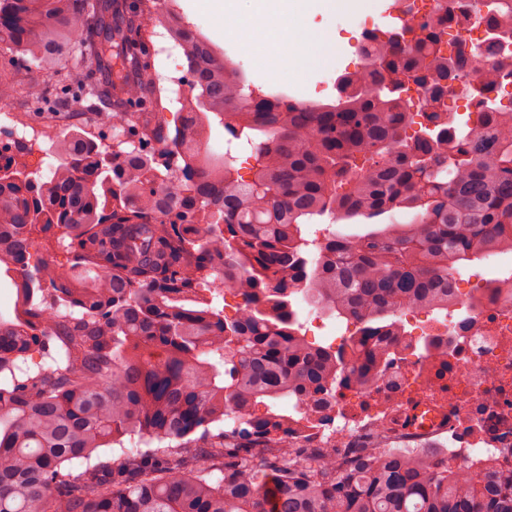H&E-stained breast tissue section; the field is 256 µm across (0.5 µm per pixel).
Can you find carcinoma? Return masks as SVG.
I'll use <instances>...</instances> for the list:
<instances>
[{"label": "carcinoma", "instance_id": "obj_1", "mask_svg": "<svg viewBox=\"0 0 512 512\" xmlns=\"http://www.w3.org/2000/svg\"><path fill=\"white\" fill-rule=\"evenodd\" d=\"M160 4L0 0V44L82 91L98 129L127 117L110 153L84 127L59 129L46 176L19 166L29 142H0V274L18 276L0 317V512H512V471L496 466L462 478L434 454L358 448L348 467L334 453L314 467L282 407L390 374L396 310H448L456 264L512 251V92L468 85L457 134L445 92L473 59L448 39L451 13L366 33L364 67L316 104L246 90L241 67L170 10L197 90L171 130L151 108L143 39ZM491 4L496 57L512 0ZM421 84L426 121L407 136L405 92ZM24 85L1 76L0 97ZM26 86L47 98L44 81ZM215 123L244 142L250 178L231 151L208 154ZM326 213L389 222L308 239ZM35 232L72 263L31 262ZM225 288L246 300L233 317L214 302ZM300 298L354 330L313 344ZM126 438L168 445L93 459Z\"/></svg>", "mask_w": 512, "mask_h": 512}]
</instances>
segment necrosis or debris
I'll use <instances>...</instances> for the list:
<instances>
[{
  "label": "necrosis or debris",
  "instance_id": "necrosis-or-debris-1",
  "mask_svg": "<svg viewBox=\"0 0 512 512\" xmlns=\"http://www.w3.org/2000/svg\"><path fill=\"white\" fill-rule=\"evenodd\" d=\"M486 0H401L406 23L454 11L458 40L473 56L465 81H482L490 70L512 85V53L489 57L481 48L490 34ZM455 314L437 329L403 330L397 363L398 390L387 382L353 384L329 398L322 416L294 412L297 448L351 451L377 446L390 453H419L438 446L442 460L475 472L494 462L512 467V282L480 280L456 289Z\"/></svg>",
  "mask_w": 512,
  "mask_h": 512
}]
</instances>
